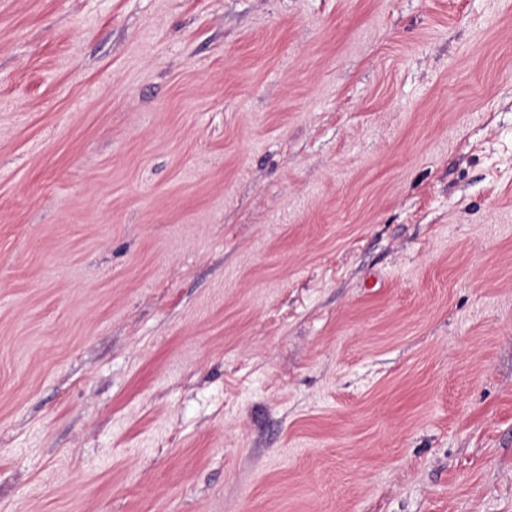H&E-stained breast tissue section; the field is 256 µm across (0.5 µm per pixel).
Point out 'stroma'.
I'll list each match as a JSON object with an SVG mask.
<instances>
[{
	"mask_svg": "<svg viewBox=\"0 0 512 512\" xmlns=\"http://www.w3.org/2000/svg\"><path fill=\"white\" fill-rule=\"evenodd\" d=\"M0 512H512V0H0Z\"/></svg>",
	"mask_w": 512,
	"mask_h": 512,
	"instance_id": "stroma-1",
	"label": "stroma"
}]
</instances>
